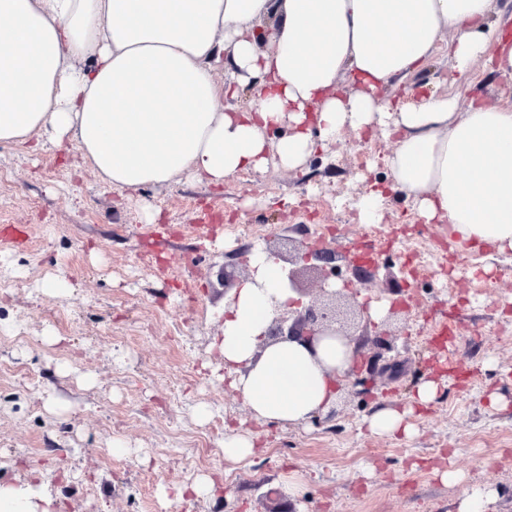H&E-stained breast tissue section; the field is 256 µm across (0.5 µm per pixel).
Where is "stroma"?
<instances>
[{"instance_id": "stroma-1", "label": "stroma", "mask_w": 512, "mask_h": 512, "mask_svg": "<svg viewBox=\"0 0 512 512\" xmlns=\"http://www.w3.org/2000/svg\"><path fill=\"white\" fill-rule=\"evenodd\" d=\"M472 95L512 101V74L478 62ZM445 55L388 97L456 92ZM393 139L343 131L299 169L268 165L216 188L199 181L118 191L77 153L0 145V482L39 478L61 512H177V489L218 474L222 490L189 497L187 512H457L464 491L498 492L493 512H512V253L449 248L438 223L391 191L383 158ZM387 196L378 226L362 223L357 199ZM338 224L341 234L324 227ZM324 243L360 304L389 303L381 329L352 338L363 362L400 363L362 398L340 383L335 417L322 425L257 421L240 395L212 375L224 360L225 281L249 274L247 258L270 235ZM420 241L408 257L407 241ZM377 269L355 274L357 248ZM65 277V296L44 293ZM447 370L436 400L413 416L414 433L372 434L365 419L406 404L430 364ZM505 396L491 407V393ZM64 407L48 411L49 398ZM258 437L244 461L214 460L215 420ZM128 451L110 454L113 439ZM461 483L441 481L444 471ZM297 476L302 494L288 497ZM168 498H161L160 488Z\"/></svg>"}]
</instances>
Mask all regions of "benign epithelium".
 I'll return each mask as SVG.
<instances>
[{"label":"benign epithelium","instance_id":"obj_1","mask_svg":"<svg viewBox=\"0 0 512 512\" xmlns=\"http://www.w3.org/2000/svg\"><path fill=\"white\" fill-rule=\"evenodd\" d=\"M272 254L288 264L284 268L288 288L302 293L305 279L310 277L317 284L319 297L306 305L296 301L284 308H274L264 335L273 341L295 339L310 345L320 336L351 340L348 329L365 309L347 303L344 289L329 287V279L336 276V268L332 267L333 251H299L293 257L277 250Z\"/></svg>","mask_w":512,"mask_h":512}]
</instances>
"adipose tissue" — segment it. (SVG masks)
Here are the masks:
<instances>
[{
	"label": "adipose tissue",
	"mask_w": 512,
	"mask_h": 512,
	"mask_svg": "<svg viewBox=\"0 0 512 512\" xmlns=\"http://www.w3.org/2000/svg\"><path fill=\"white\" fill-rule=\"evenodd\" d=\"M442 51L461 77L481 59L510 73L512 26L495 0H0V144L73 147L104 184L137 190L218 186L271 161L294 170L343 130L378 127L395 139L392 187L425 222H447L455 245L512 252V103L380 96ZM249 264L224 312L226 378L256 419L301 426L335 401L355 348L268 341L271 304L292 293L263 247ZM438 390L417 383L369 428L411 434L409 416ZM59 508L42 484L0 483V512Z\"/></svg>",
	"instance_id": "adipose-tissue-1"
}]
</instances>
